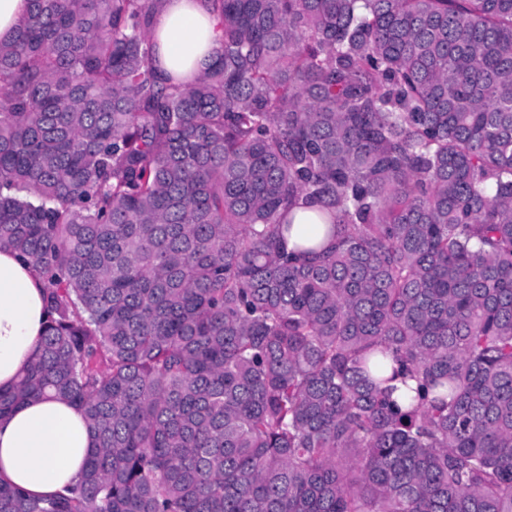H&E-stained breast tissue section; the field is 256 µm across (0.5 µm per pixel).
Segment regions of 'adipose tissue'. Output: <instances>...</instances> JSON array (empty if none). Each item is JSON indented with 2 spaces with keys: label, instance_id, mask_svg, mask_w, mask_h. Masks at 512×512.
<instances>
[{
  "label": "adipose tissue",
  "instance_id": "1",
  "mask_svg": "<svg viewBox=\"0 0 512 512\" xmlns=\"http://www.w3.org/2000/svg\"><path fill=\"white\" fill-rule=\"evenodd\" d=\"M219 20L204 0H162L153 44L162 78L190 83L220 48ZM49 321L40 277L15 252L0 251V390L36 358ZM92 446L83 414L68 402H24L0 418V479L36 497L62 495L81 477Z\"/></svg>",
  "mask_w": 512,
  "mask_h": 512
}]
</instances>
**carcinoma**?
I'll return each instance as SVG.
<instances>
[{
	"label": "carcinoma",
	"instance_id": "obj_1",
	"mask_svg": "<svg viewBox=\"0 0 512 512\" xmlns=\"http://www.w3.org/2000/svg\"><path fill=\"white\" fill-rule=\"evenodd\" d=\"M29 2L0 249L51 316L0 417L94 448L0 512H512V0H207L186 87L157 0ZM218 25L217 16L202 0H162L152 39L162 78L194 81L220 48Z\"/></svg>",
	"mask_w": 512,
	"mask_h": 512
}]
</instances>
